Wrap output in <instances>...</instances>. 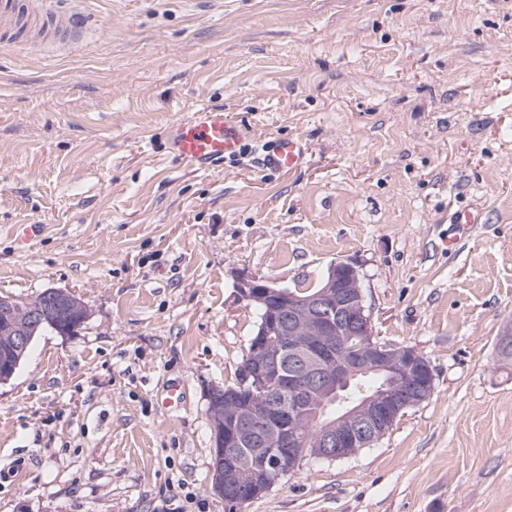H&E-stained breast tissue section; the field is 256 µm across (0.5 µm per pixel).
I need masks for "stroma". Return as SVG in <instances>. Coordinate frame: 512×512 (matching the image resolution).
Returning a JSON list of instances; mask_svg holds the SVG:
<instances>
[{
    "label": "stroma",
    "mask_w": 512,
    "mask_h": 512,
    "mask_svg": "<svg viewBox=\"0 0 512 512\" xmlns=\"http://www.w3.org/2000/svg\"><path fill=\"white\" fill-rule=\"evenodd\" d=\"M84 6L88 44L0 54V292L89 309L0 385V512H227L207 404L258 321L237 283L313 286L337 261L434 390L241 512H512V0ZM202 107L248 131L208 172L165 148ZM274 138L308 166L261 172ZM462 208L482 221L452 248ZM16 224L42 227L27 250Z\"/></svg>",
    "instance_id": "1"
}]
</instances>
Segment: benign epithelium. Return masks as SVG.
<instances>
[{"label":"benign epithelium","instance_id":"benign-epithelium-1","mask_svg":"<svg viewBox=\"0 0 512 512\" xmlns=\"http://www.w3.org/2000/svg\"><path fill=\"white\" fill-rule=\"evenodd\" d=\"M241 298L263 304L257 335L250 340L240 380L208 397L214 459L212 489L229 509L267 494L309 459L350 458L389 432L405 412L433 391L429 361L413 347L374 341L372 319L355 263L331 264L321 287L300 296L271 280L251 276L237 284ZM25 321L13 320L17 299L0 293V374H16L29 332L52 316H67L59 333L69 336L85 322L86 306L60 288ZM305 364L302 376L283 381L285 354ZM388 378L385 390L335 410L340 386L360 375ZM234 404L228 418L219 411Z\"/></svg>","mask_w":512,"mask_h":512}]
</instances>
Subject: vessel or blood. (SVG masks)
Instances as JSON below:
<instances>
[{
  "instance_id": "vessel-or-blood-1",
  "label": "vessel or blood",
  "mask_w": 512,
  "mask_h": 512,
  "mask_svg": "<svg viewBox=\"0 0 512 512\" xmlns=\"http://www.w3.org/2000/svg\"><path fill=\"white\" fill-rule=\"evenodd\" d=\"M82 0H0V49L36 47L42 51L72 46L98 36L100 27L81 10ZM242 126L229 114L203 108L169 127L168 153L179 163L207 171L240 154ZM306 162L298 139H272L258 149L267 172H291Z\"/></svg>"
}]
</instances>
